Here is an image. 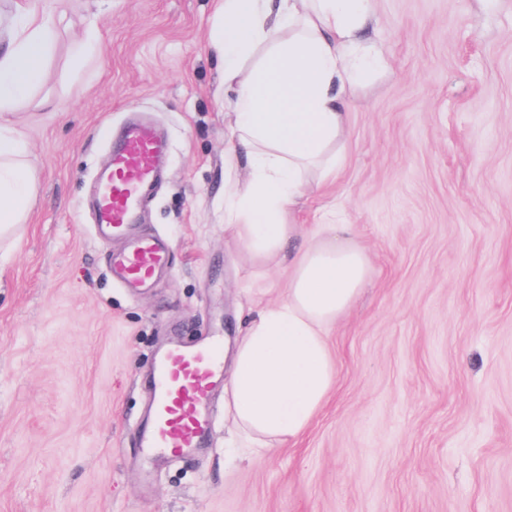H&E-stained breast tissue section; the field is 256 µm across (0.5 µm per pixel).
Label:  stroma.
Wrapping results in <instances>:
<instances>
[{"label": "stroma", "instance_id": "stroma-1", "mask_svg": "<svg viewBox=\"0 0 512 512\" xmlns=\"http://www.w3.org/2000/svg\"><path fill=\"white\" fill-rule=\"evenodd\" d=\"M214 8L50 0V78L13 116L36 194L0 242V512H512V0H375L389 68L351 96L335 179L292 208L300 235L263 258L224 226ZM132 111L168 141L143 229L174 246L141 295L113 282L87 205ZM321 224L351 225L369 269L306 431L254 457L219 391L209 447L150 466L161 344L234 345Z\"/></svg>", "mask_w": 512, "mask_h": 512}]
</instances>
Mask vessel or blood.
<instances>
[{
  "mask_svg": "<svg viewBox=\"0 0 512 512\" xmlns=\"http://www.w3.org/2000/svg\"><path fill=\"white\" fill-rule=\"evenodd\" d=\"M161 153L155 130L143 122L132 123L95 180L96 233L104 241L128 240V248L109 260L113 280L128 288L147 287L169 263L172 247L168 241L132 234L156 181ZM223 377L220 337L190 349L170 344L157 364L143 447L165 455L203 447L208 433L207 402L214 384Z\"/></svg>",
  "mask_w": 512,
  "mask_h": 512,
  "instance_id": "1",
  "label": "vessel or blood"
}]
</instances>
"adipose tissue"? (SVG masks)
<instances>
[{
    "mask_svg": "<svg viewBox=\"0 0 512 512\" xmlns=\"http://www.w3.org/2000/svg\"><path fill=\"white\" fill-rule=\"evenodd\" d=\"M373 0H218L209 46L224 64L233 143L224 153V222L252 255L280 253L298 233L286 214L307 175L335 174L349 95L386 57L364 34ZM56 31L45 11L0 30V239L30 213L36 181L10 115L48 77ZM368 274L353 245L305 247L288 262L284 299L247 320L224 392L228 417L255 451L302 435L334 383L328 344Z\"/></svg>",
    "mask_w": 512,
    "mask_h": 512,
    "instance_id": "1",
    "label": "adipose tissue"
}]
</instances>
